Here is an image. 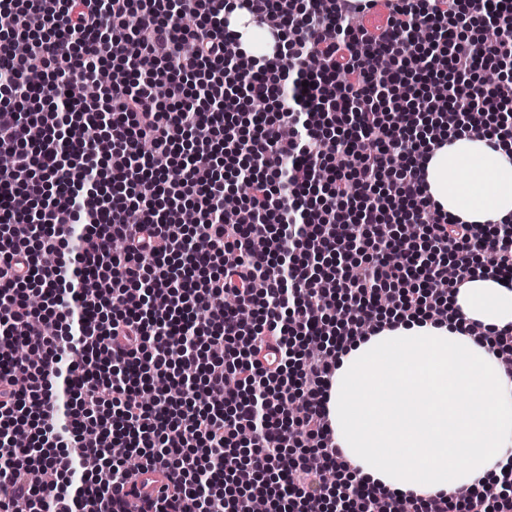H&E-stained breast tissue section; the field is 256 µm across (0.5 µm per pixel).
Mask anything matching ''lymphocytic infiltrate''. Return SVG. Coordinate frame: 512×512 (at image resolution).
<instances>
[{
    "label": "lymphocytic infiltrate",
    "mask_w": 512,
    "mask_h": 512,
    "mask_svg": "<svg viewBox=\"0 0 512 512\" xmlns=\"http://www.w3.org/2000/svg\"><path fill=\"white\" fill-rule=\"evenodd\" d=\"M236 9L272 54L226 58ZM504 61L512 0H0V512H512L326 480L352 469L326 402L365 324L446 317L478 260L512 282V224L423 179L452 134L512 139V72L480 82Z\"/></svg>",
    "instance_id": "1"
}]
</instances>
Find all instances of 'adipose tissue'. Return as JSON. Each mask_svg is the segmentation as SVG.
I'll return each mask as SVG.
<instances>
[{"instance_id": "obj_1", "label": "adipose tissue", "mask_w": 512, "mask_h": 512, "mask_svg": "<svg viewBox=\"0 0 512 512\" xmlns=\"http://www.w3.org/2000/svg\"><path fill=\"white\" fill-rule=\"evenodd\" d=\"M432 202L470 224L512 220V143L462 132L424 169ZM450 319L384 325L341 352L327 410L363 484L405 495L490 484L512 457V377L466 324L512 329V288L482 271L452 289Z\"/></svg>"}]
</instances>
